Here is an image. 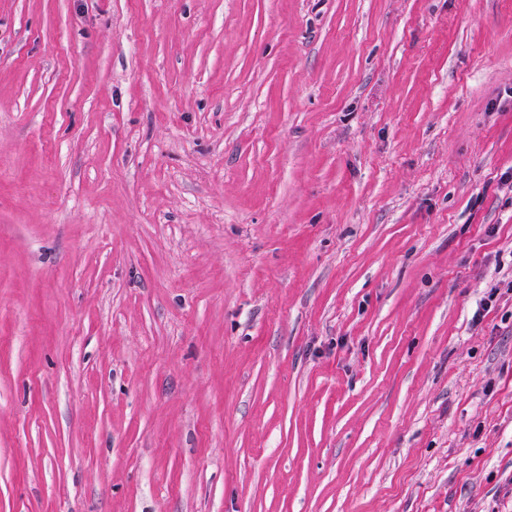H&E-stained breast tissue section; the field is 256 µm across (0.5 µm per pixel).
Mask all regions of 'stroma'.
I'll return each instance as SVG.
<instances>
[{"label": "stroma", "instance_id": "1", "mask_svg": "<svg viewBox=\"0 0 512 512\" xmlns=\"http://www.w3.org/2000/svg\"><path fill=\"white\" fill-rule=\"evenodd\" d=\"M510 279L512 0H0V512H512Z\"/></svg>", "mask_w": 512, "mask_h": 512}]
</instances>
